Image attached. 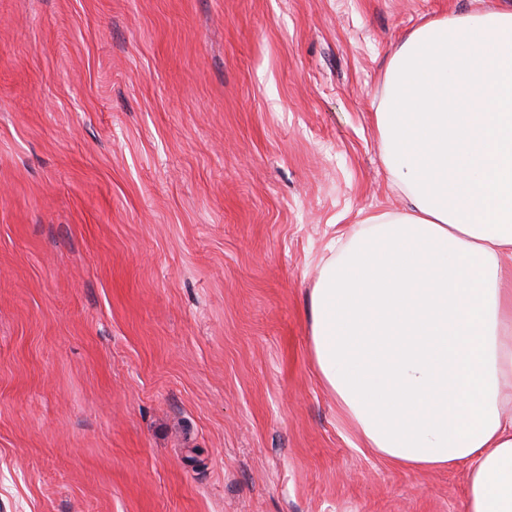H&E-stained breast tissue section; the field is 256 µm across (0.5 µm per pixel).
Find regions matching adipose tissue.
Instances as JSON below:
<instances>
[{
  "mask_svg": "<svg viewBox=\"0 0 512 512\" xmlns=\"http://www.w3.org/2000/svg\"><path fill=\"white\" fill-rule=\"evenodd\" d=\"M405 200L321 266L312 354L363 447L512 512V9L414 29L375 112Z\"/></svg>",
  "mask_w": 512,
  "mask_h": 512,
  "instance_id": "adipose-tissue-1",
  "label": "adipose tissue"
}]
</instances>
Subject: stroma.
Wrapping results in <instances>:
<instances>
[{
  "label": "stroma",
  "instance_id": "obj_1",
  "mask_svg": "<svg viewBox=\"0 0 512 512\" xmlns=\"http://www.w3.org/2000/svg\"><path fill=\"white\" fill-rule=\"evenodd\" d=\"M494 0H0V512H464L358 447L320 260L399 209L389 58Z\"/></svg>",
  "mask_w": 512,
  "mask_h": 512
}]
</instances>
